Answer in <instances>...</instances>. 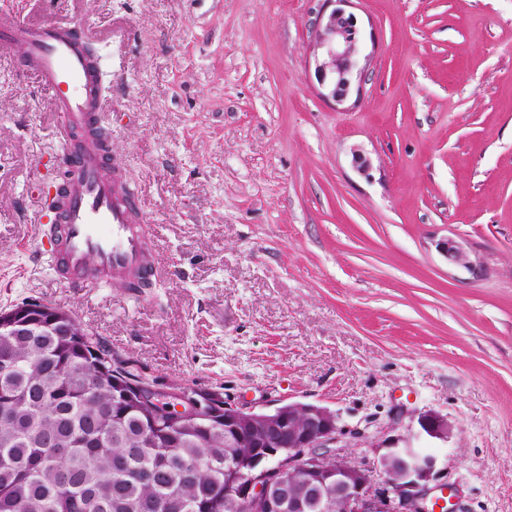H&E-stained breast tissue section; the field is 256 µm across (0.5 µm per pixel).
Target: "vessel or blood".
<instances>
[{"mask_svg":"<svg viewBox=\"0 0 512 512\" xmlns=\"http://www.w3.org/2000/svg\"><path fill=\"white\" fill-rule=\"evenodd\" d=\"M88 40L84 30L61 20L0 26V45H22L16 69L37 76L59 117L66 192L54 211L55 231L40 234L53 238L46 262L54 280L79 290L153 274L152 243L138 201L95 138L104 98Z\"/></svg>","mask_w":512,"mask_h":512,"instance_id":"1","label":"vessel or blood"}]
</instances>
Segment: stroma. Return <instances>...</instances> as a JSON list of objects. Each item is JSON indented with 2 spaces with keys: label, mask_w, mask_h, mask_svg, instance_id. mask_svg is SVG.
<instances>
[{
  "label": "stroma",
  "mask_w": 512,
  "mask_h": 512,
  "mask_svg": "<svg viewBox=\"0 0 512 512\" xmlns=\"http://www.w3.org/2000/svg\"><path fill=\"white\" fill-rule=\"evenodd\" d=\"M345 10L362 45L338 104L323 0H0V24L68 20L98 49L157 267L137 298L52 278L58 119L0 49V310L62 308L161 389L325 406L362 463L446 416L419 444L456 512H512V0ZM419 431L416 439L419 440L423 435L441 441H448L450 435V425L447 418L436 414H426L419 419Z\"/></svg>",
  "instance_id": "35a3bbf8"
}]
</instances>
